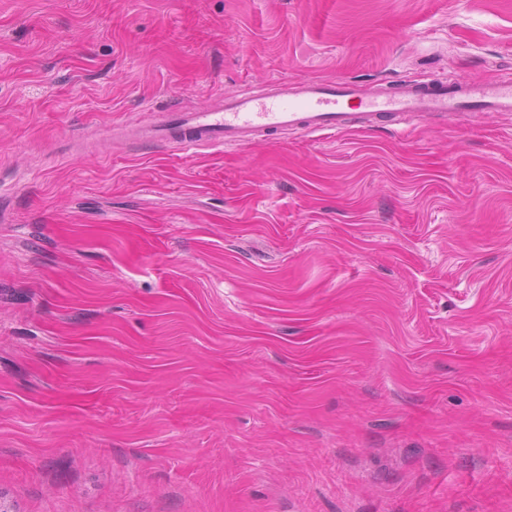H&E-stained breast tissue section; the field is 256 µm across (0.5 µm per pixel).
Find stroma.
Returning <instances> with one entry per match:
<instances>
[{
	"label": "stroma",
	"instance_id": "obj_1",
	"mask_svg": "<svg viewBox=\"0 0 512 512\" xmlns=\"http://www.w3.org/2000/svg\"><path fill=\"white\" fill-rule=\"evenodd\" d=\"M512 78V0H0V499L512 512V112L180 156L242 86Z\"/></svg>",
	"mask_w": 512,
	"mask_h": 512
}]
</instances>
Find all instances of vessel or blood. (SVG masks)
Here are the masks:
<instances>
[{
	"mask_svg": "<svg viewBox=\"0 0 512 512\" xmlns=\"http://www.w3.org/2000/svg\"><path fill=\"white\" fill-rule=\"evenodd\" d=\"M467 113L512 112V81L457 84L452 81L405 83L393 89L339 79L276 80L263 93L244 88L220 96L210 109L178 108L138 124L144 146L183 153L244 146L266 132L303 129L339 134L358 123L388 116L427 118Z\"/></svg>",
	"mask_w": 512,
	"mask_h": 512,
	"instance_id": "1",
	"label": "vessel or blood"
}]
</instances>
